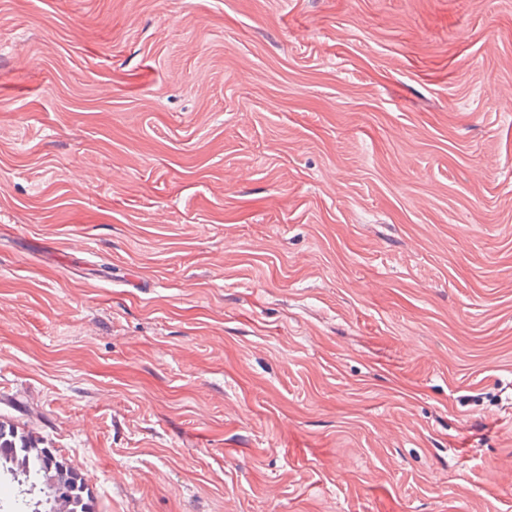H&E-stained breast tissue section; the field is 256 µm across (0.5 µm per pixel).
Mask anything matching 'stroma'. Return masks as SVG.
Wrapping results in <instances>:
<instances>
[{"label":"stroma","instance_id":"35a3bbf8","mask_svg":"<svg viewBox=\"0 0 512 512\" xmlns=\"http://www.w3.org/2000/svg\"><path fill=\"white\" fill-rule=\"evenodd\" d=\"M94 512H512V0H0V422ZM54 454L57 458V465L61 473L65 472L69 477L70 512H92L84 478L72 467L67 459L58 455L56 452H54Z\"/></svg>","mask_w":512,"mask_h":512}]
</instances>
